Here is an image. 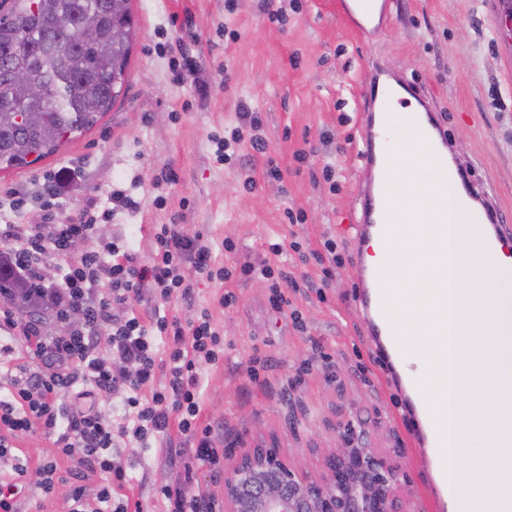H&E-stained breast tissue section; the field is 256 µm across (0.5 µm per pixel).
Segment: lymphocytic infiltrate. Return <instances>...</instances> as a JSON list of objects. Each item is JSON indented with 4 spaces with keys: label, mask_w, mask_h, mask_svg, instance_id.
<instances>
[{
    "label": "lymphocytic infiltrate",
    "mask_w": 512,
    "mask_h": 512,
    "mask_svg": "<svg viewBox=\"0 0 512 512\" xmlns=\"http://www.w3.org/2000/svg\"><path fill=\"white\" fill-rule=\"evenodd\" d=\"M38 224H0V254L14 276L42 283L41 293L57 317L81 313L80 324L66 335L47 337L37 324L19 322L11 310L0 311V330L21 337L30 364L13 379L0 398V460L12 455L8 439L41 428L54 435L59 456L76 460L81 469L101 478L95 492L74 486L69 512H128L125 488L129 461L114 454L117 440L133 438L150 447L170 426H177L193 447V457L211 464L219 460L212 426L199 424V371L224 356V343L208 311L188 323L158 317L151 324L133 311V303L173 293L190 298L197 277L224 279L200 238L185 236L175 224L156 227L157 246L151 265H141L133 249L119 239L100 241L80 256H71L74 241L97 234L90 212L57 221L51 204L42 207ZM64 262L67 272L56 287L45 286L46 260ZM168 338L166 357H158L152 331ZM107 343L108 355L98 346ZM121 399L127 409L117 422L99 403ZM166 512H217L214 499L194 494L187 481L159 487Z\"/></svg>",
    "instance_id": "f902f5d3"
}]
</instances>
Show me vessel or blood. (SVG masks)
<instances>
[{"mask_svg":"<svg viewBox=\"0 0 512 512\" xmlns=\"http://www.w3.org/2000/svg\"><path fill=\"white\" fill-rule=\"evenodd\" d=\"M387 7L386 0H343L341 4L344 17L362 33L381 27L387 15ZM396 91V84L380 83L376 74H369L365 79L364 107L370 115L364 129L360 217L355 227L356 237L362 239L381 240L385 237L388 164L395 142L389 124V112L390 101ZM413 119L423 134H426L429 147L440 166H447L446 142L431 134L435 127L433 114L417 113ZM476 214L479 222L489 223L493 228L486 246L488 255H495L499 248L512 244V230L500 225L491 202H483ZM355 263L360 286L358 305L370 324L372 335H392L391 325L382 322L385 308L379 272L368 268L363 257H356Z\"/></svg>","mask_w":512,"mask_h":512,"instance_id":"obj_1","label":"vessel or blood"}]
</instances>
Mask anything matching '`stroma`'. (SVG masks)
I'll return each mask as SVG.
<instances>
[{"label": "stroma", "mask_w": 512, "mask_h": 512, "mask_svg": "<svg viewBox=\"0 0 512 512\" xmlns=\"http://www.w3.org/2000/svg\"><path fill=\"white\" fill-rule=\"evenodd\" d=\"M267 0H132L138 36L127 91L91 131L32 167L0 172V190L14 188L26 204L11 220L40 221L36 178L81 170L61 199V216L96 198L98 234L129 241L142 264L154 257L153 224L191 229L217 266L269 262L313 281L323 267L313 256L336 242L338 263L324 295L292 288L275 310L270 283L197 279L192 301L180 296L135 305L141 317L160 313L189 321L209 310L224 340V359L201 372V424L222 427L229 466L262 435L277 436L295 464L315 467L333 445L335 409L354 402L367 423L383 422L380 449L401 448V463L417 512H445L422 454L414 408L391 362L370 336L356 300L353 227L359 217L363 83L381 66L385 76L422 86L443 123L463 183L499 203L512 226V44L504 37L498 0H389L388 19L372 34L352 32L337 0H278L282 20H270ZM196 61L181 82L172 65ZM258 113L264 151L250 146L239 112ZM241 129L236 158L218 163L213 139ZM278 176H270V168ZM120 189L137 208L116 206ZM236 248L224 249L225 239ZM298 249H291V242ZM282 244L272 254L270 244ZM236 301L223 307L220 299ZM344 369L341 384L323 375L326 362ZM257 377H250V368ZM29 469L18 512H68L77 470L58 458L62 477L52 495L37 488L42 457L57 456L41 429L11 437ZM133 458L127 494L140 512H164L158 487L184 477L193 492L218 496L222 479L206 462H190L177 431L150 448H121Z\"/></svg>", "instance_id": "1"}]
</instances>
